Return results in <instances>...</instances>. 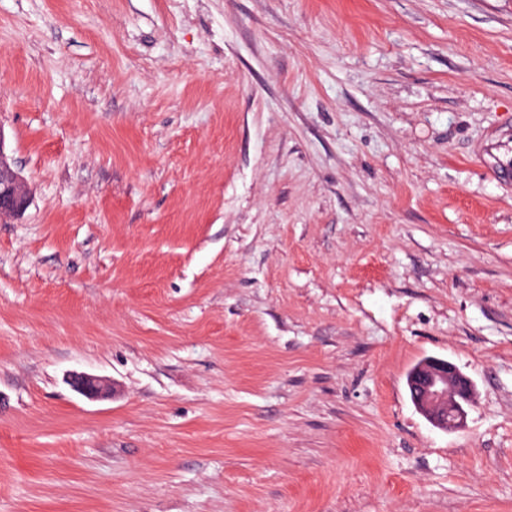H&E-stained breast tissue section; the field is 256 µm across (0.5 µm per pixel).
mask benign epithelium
Wrapping results in <instances>:
<instances>
[{"label": "benign epithelium", "mask_w": 512, "mask_h": 512, "mask_svg": "<svg viewBox=\"0 0 512 512\" xmlns=\"http://www.w3.org/2000/svg\"><path fill=\"white\" fill-rule=\"evenodd\" d=\"M29 206V191L24 178L5 152L4 134L0 130V220L15 219ZM72 388L81 395L101 398L112 391L111 383L100 376L75 372L69 375ZM412 402L436 428L456 431L463 427L465 407L476 402L474 382L452 362L427 357L407 375Z\"/></svg>", "instance_id": "benign-epithelium-1"}]
</instances>
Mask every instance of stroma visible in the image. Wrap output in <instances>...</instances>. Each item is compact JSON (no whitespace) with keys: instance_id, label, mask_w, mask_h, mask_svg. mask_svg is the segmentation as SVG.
<instances>
[{"instance_id":"35a3bbf8","label":"stroma","mask_w":512,"mask_h":512,"mask_svg":"<svg viewBox=\"0 0 512 512\" xmlns=\"http://www.w3.org/2000/svg\"><path fill=\"white\" fill-rule=\"evenodd\" d=\"M511 121L512 0H0V512H512ZM29 206V191L24 178L5 152L0 134V220L15 219ZM509 143L510 137L497 143L491 149L494 163L486 168V173L497 181L504 179L510 171L512 172V157L510 156ZM412 402L436 428L456 431L463 427L466 406L476 402L474 382L452 362L427 357L407 375ZM68 379L75 391L90 399L104 397L112 391L111 383L97 375L75 372Z\"/></svg>"}]
</instances>
